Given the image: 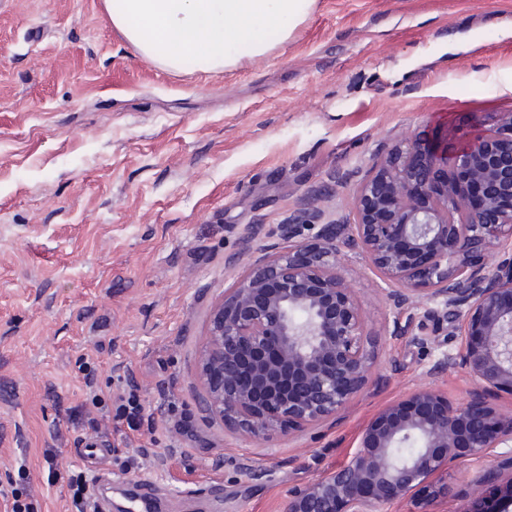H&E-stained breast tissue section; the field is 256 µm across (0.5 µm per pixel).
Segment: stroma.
I'll return each instance as SVG.
<instances>
[{"instance_id": "obj_1", "label": "stroma", "mask_w": 512, "mask_h": 512, "mask_svg": "<svg viewBox=\"0 0 512 512\" xmlns=\"http://www.w3.org/2000/svg\"><path fill=\"white\" fill-rule=\"evenodd\" d=\"M510 113L512 0H315L219 73L142 56L104 0H0V512L12 488L30 512H77L67 475L104 469L116 508L282 512L434 356L391 336L377 270L342 253L376 340L369 384L336 419L245 439L202 404L209 309L281 225L351 223L377 155ZM133 387L153 428L119 425L98 468L69 416ZM496 463L450 471L433 512H465Z\"/></svg>"}]
</instances>
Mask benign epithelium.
<instances>
[{"instance_id": "benign-epithelium-1", "label": "benign epithelium", "mask_w": 512, "mask_h": 512, "mask_svg": "<svg viewBox=\"0 0 512 512\" xmlns=\"http://www.w3.org/2000/svg\"><path fill=\"white\" fill-rule=\"evenodd\" d=\"M208 314L197 375L208 411L264 439L336 418L368 384L372 341L338 256L358 249L397 309L391 336L440 351L428 383L380 410L336 468L296 488L284 512H431L434 475L496 448L467 512H512V116L453 148L422 133L377 158L353 224H283ZM453 336L455 351L441 350ZM461 368L479 393L457 404L435 380Z\"/></svg>"}]
</instances>
